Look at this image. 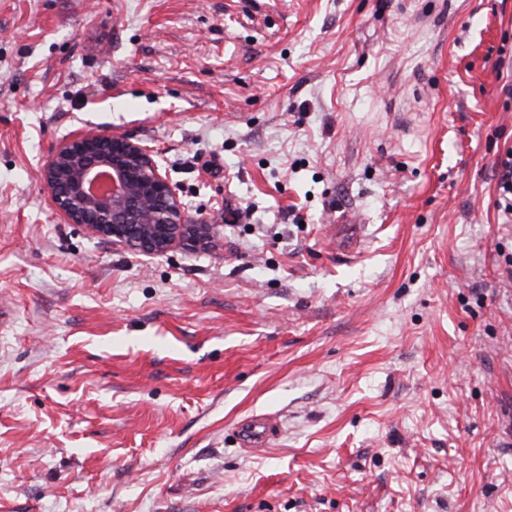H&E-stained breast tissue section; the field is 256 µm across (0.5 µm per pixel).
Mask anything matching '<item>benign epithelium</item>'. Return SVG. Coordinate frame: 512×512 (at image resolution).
<instances>
[{
    "label": "benign epithelium",
    "mask_w": 512,
    "mask_h": 512,
    "mask_svg": "<svg viewBox=\"0 0 512 512\" xmlns=\"http://www.w3.org/2000/svg\"><path fill=\"white\" fill-rule=\"evenodd\" d=\"M42 181L54 212L117 249L163 257L215 244V225L189 218L159 153L125 136L87 131L64 140Z\"/></svg>",
    "instance_id": "benign-epithelium-1"
}]
</instances>
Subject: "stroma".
<instances>
[{"label": "stroma", "instance_id": "stroma-1", "mask_svg": "<svg viewBox=\"0 0 512 512\" xmlns=\"http://www.w3.org/2000/svg\"><path fill=\"white\" fill-rule=\"evenodd\" d=\"M82 130L216 246L64 223ZM510 149L512 0H0V512H512ZM501 175L498 183L499 204L506 214H512V149L499 161ZM280 429L276 416L255 415L242 420L237 426L240 443L255 452L263 451Z\"/></svg>", "mask_w": 512, "mask_h": 512}]
</instances>
